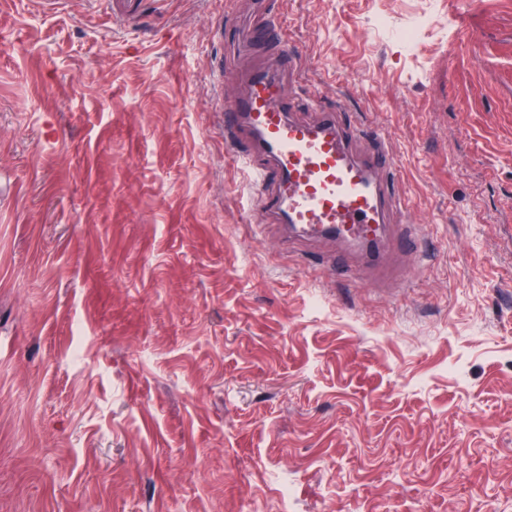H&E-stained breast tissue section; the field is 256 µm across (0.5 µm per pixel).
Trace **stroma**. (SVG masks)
Returning <instances> with one entry per match:
<instances>
[{
  "mask_svg": "<svg viewBox=\"0 0 512 512\" xmlns=\"http://www.w3.org/2000/svg\"><path fill=\"white\" fill-rule=\"evenodd\" d=\"M280 12L398 161L405 288L254 222L246 0H0V512H512V0Z\"/></svg>",
  "mask_w": 512,
  "mask_h": 512,
  "instance_id": "obj_1",
  "label": "stroma"
}]
</instances>
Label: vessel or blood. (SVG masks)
<instances>
[{"instance_id": "vessel-or-blood-1", "label": "vessel or blood", "mask_w": 512, "mask_h": 512, "mask_svg": "<svg viewBox=\"0 0 512 512\" xmlns=\"http://www.w3.org/2000/svg\"><path fill=\"white\" fill-rule=\"evenodd\" d=\"M235 37L259 58L243 76V91L224 106V136L233 146L249 144L242 158L257 177L253 204L261 222L288 224L306 240L338 241L376 279L404 282L389 257L416 234L384 134L365 130L341 105L311 100L314 118L294 117L289 88L298 61L274 0H254L251 25Z\"/></svg>"}]
</instances>
